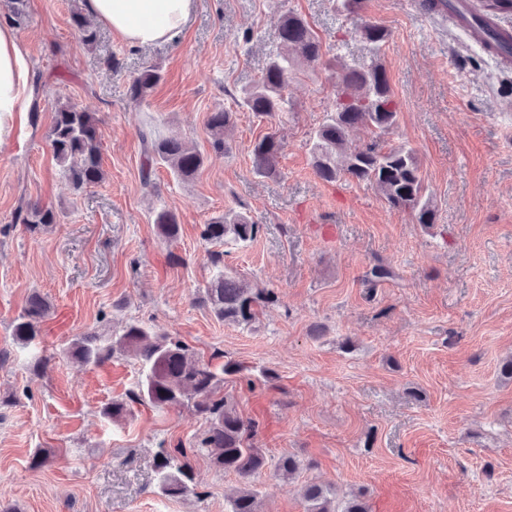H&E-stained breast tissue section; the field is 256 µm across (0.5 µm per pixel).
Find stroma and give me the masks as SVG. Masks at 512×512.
I'll return each mask as SVG.
<instances>
[{"label": "stroma", "mask_w": 512, "mask_h": 512, "mask_svg": "<svg viewBox=\"0 0 512 512\" xmlns=\"http://www.w3.org/2000/svg\"><path fill=\"white\" fill-rule=\"evenodd\" d=\"M414 2L364 0L348 15L336 0H194L176 38L133 47L101 25L86 47L71 21L84 0H26L15 32L36 93L0 146V512H228L242 482L208 458L190 459L194 492L156 488L157 443L193 447L205 417L189 403L106 417L105 404L135 390L139 362L118 354L93 366L70 353L76 336L138 322L200 361L220 353L245 366L223 392L259 423L260 512H306L311 482L370 512H512V379L500 373L512 357V65ZM290 12L327 58L350 64L367 58L363 24L388 31L381 61L398 117L383 140L416 150L433 225L366 183L315 174L312 137L336 101L329 69L296 67L274 123L279 174L255 173L252 145L269 125L239 99ZM151 65L160 83L131 99ZM63 103L100 121L105 178L80 193L47 138ZM218 109L234 113L221 153L206 127ZM148 125L203 155L194 179L157 164L144 187ZM35 201L57 222L32 234L14 218ZM163 209L178 216L176 241L154 224ZM228 211L260 230L226 241L219 269L200 233ZM378 263L395 276L370 293L362 279ZM222 269L273 291L252 323L220 320L206 302ZM35 292L52 309L22 347L12 324ZM288 454L302 462L290 477L276 470Z\"/></svg>", "instance_id": "1"}]
</instances>
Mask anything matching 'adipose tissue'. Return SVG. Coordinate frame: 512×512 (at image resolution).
<instances>
[{"mask_svg":"<svg viewBox=\"0 0 512 512\" xmlns=\"http://www.w3.org/2000/svg\"><path fill=\"white\" fill-rule=\"evenodd\" d=\"M192 0H85L87 13L134 46L177 36ZM29 89L26 51L10 25L0 24V133Z\"/></svg>","mask_w":512,"mask_h":512,"instance_id":"1","label":"adipose tissue"}]
</instances>
